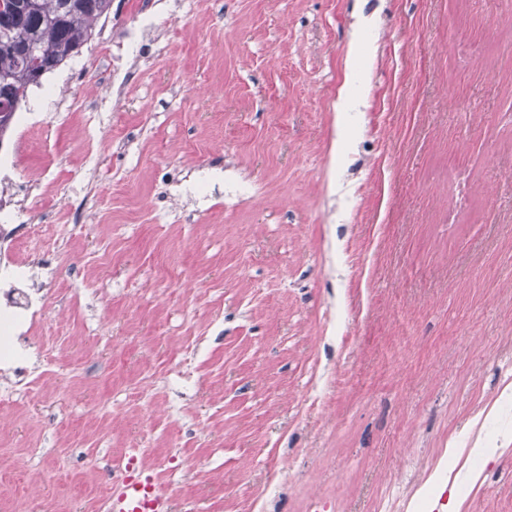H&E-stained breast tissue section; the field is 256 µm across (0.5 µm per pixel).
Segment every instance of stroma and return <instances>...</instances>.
Segmentation results:
<instances>
[{"label": "stroma", "mask_w": 512, "mask_h": 512, "mask_svg": "<svg viewBox=\"0 0 512 512\" xmlns=\"http://www.w3.org/2000/svg\"><path fill=\"white\" fill-rule=\"evenodd\" d=\"M138 2L0 138L45 193L0 253L53 265L0 512H108L129 462L171 512H374L512 386V0ZM486 435L438 512H512ZM367 20L365 16L361 13H358L356 15V22L352 28L351 34H350V40H349V46H348V52H347V58H346V68L348 70L346 80L341 88L340 96H339V103L337 105V112L338 117H340L342 110L343 112H346V107L348 100L351 98V96L355 93H359L358 87L355 85L356 81L359 80L360 86L362 87V84L365 80L364 74H357L355 75L353 72V63L354 61L359 57L360 55V46L361 41L363 38V31H364V25L366 24Z\"/></svg>", "instance_id": "obj_1"}]
</instances>
